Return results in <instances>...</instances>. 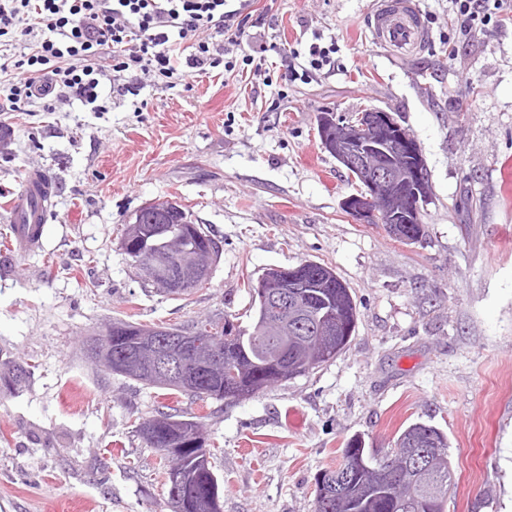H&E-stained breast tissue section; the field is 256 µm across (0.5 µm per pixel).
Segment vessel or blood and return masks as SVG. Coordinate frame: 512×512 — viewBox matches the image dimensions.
Wrapping results in <instances>:
<instances>
[{
	"instance_id": "obj_1",
	"label": "vessel or blood",
	"mask_w": 512,
	"mask_h": 512,
	"mask_svg": "<svg viewBox=\"0 0 512 512\" xmlns=\"http://www.w3.org/2000/svg\"><path fill=\"white\" fill-rule=\"evenodd\" d=\"M371 39L396 55H408L417 51L429 39L416 0H381L370 18ZM51 196L52 188L43 170L28 172L19 193L13 198L4 220L15 225L16 245L19 251L35 248L37 241L34 228L24 218L31 209L35 194Z\"/></svg>"
}]
</instances>
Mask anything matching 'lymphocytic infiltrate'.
Wrapping results in <instances>:
<instances>
[{"label":"lymphocytic infiltrate","mask_w":512,"mask_h":512,"mask_svg":"<svg viewBox=\"0 0 512 512\" xmlns=\"http://www.w3.org/2000/svg\"><path fill=\"white\" fill-rule=\"evenodd\" d=\"M227 0H0V112L33 104L53 112L58 102L95 104L105 72H139L167 84L182 80L175 51L195 68H225L226 44L242 46L247 22ZM460 32L507 20V0H454ZM37 35L31 52L13 54L16 36ZM109 58L102 69L100 58Z\"/></svg>","instance_id":"1"}]
</instances>
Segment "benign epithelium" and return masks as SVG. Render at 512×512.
Wrapping results in <instances>:
<instances>
[{
  "instance_id": "benign-epithelium-1",
  "label": "benign epithelium",
  "mask_w": 512,
  "mask_h": 512,
  "mask_svg": "<svg viewBox=\"0 0 512 512\" xmlns=\"http://www.w3.org/2000/svg\"><path fill=\"white\" fill-rule=\"evenodd\" d=\"M341 126L336 113L320 115L319 130L322 142L336 160L353 170L367 188L364 195H350L344 199V208L361 224L384 221L388 224L421 223L422 201L428 200V171L425 160L415 150L416 141L389 110L372 107L361 115V124H349L344 135H331L332 127ZM179 210L173 199L150 201L132 213L127 223L139 224L147 211L170 215ZM216 260L214 254L199 259L192 254H157L144 264H138L141 278L151 284L167 274L171 286L182 289L198 286L209 280L210 270ZM306 281L298 279L295 271L279 270V276L267 281L258 280L255 296L263 303L266 318L271 320L288 304V289L304 288ZM116 337L111 331L100 333L90 346L96 357L112 356ZM183 361L199 367L214 355L220 354L219 341H212L201 333L178 340ZM155 375L162 383L176 378L188 389L196 387V380L179 374L175 365L162 358ZM168 462L167 479L184 484L183 466L178 452L164 451Z\"/></svg>"
}]
</instances>
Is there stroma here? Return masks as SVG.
<instances>
[{"label": "stroma", "instance_id": "stroma-1", "mask_svg": "<svg viewBox=\"0 0 512 512\" xmlns=\"http://www.w3.org/2000/svg\"><path fill=\"white\" fill-rule=\"evenodd\" d=\"M375 3L252 0L245 54L263 75L237 53L233 72L102 89L96 112L0 115V204L30 168L55 186L32 254L0 221V512H170L167 463L135 427L173 402L207 425L223 512H313L315 479L349 439L384 452L414 422L448 437L446 512H512V21L465 39L451 0H420L430 38L398 57L367 36ZM314 43L332 50L316 72ZM365 106L391 109L421 148L419 242L341 206L361 188L317 116ZM159 198L219 240L208 287L151 292L120 250L129 215ZM305 261L333 267L358 311L347 350L307 375L202 402L88 358L112 320L241 314L248 279Z\"/></svg>", "mask_w": 512, "mask_h": 512}]
</instances>
